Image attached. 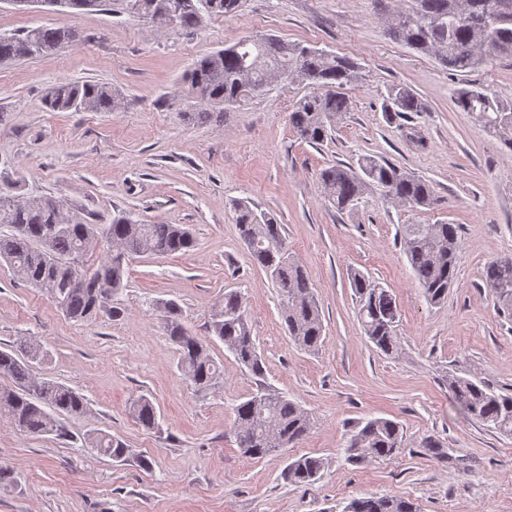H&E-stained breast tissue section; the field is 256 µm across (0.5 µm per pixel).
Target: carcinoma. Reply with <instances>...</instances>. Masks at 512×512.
<instances>
[{"mask_svg": "<svg viewBox=\"0 0 512 512\" xmlns=\"http://www.w3.org/2000/svg\"><path fill=\"white\" fill-rule=\"evenodd\" d=\"M76 16L97 9L106 0H30ZM126 9L150 20L158 12L174 14L176 28L191 31L206 14L234 15L242 0H123ZM390 36L411 48L433 54L441 65L462 72L491 65L502 54L512 55V0H413L396 12ZM76 41L71 26H40L23 33L0 34V62L46 55ZM297 80L313 92L300 99L288 121L300 139L318 144L329 135L337 117L349 111L344 88L362 79L354 60L275 37H247L197 59L189 70V90L201 108L182 113L183 119L220 125L224 109L236 102L239 81L251 78L259 85L274 77ZM457 107L469 112L512 152V101L489 96L477 86L464 87L455 97ZM49 112H111L119 106L112 89L91 83L62 81L45 95ZM422 100L410 88L388 89L385 114L421 112ZM320 181L336 210L343 211L371 187L413 209H431L437 202L433 186L390 163L363 156L357 166L336 164L320 172ZM15 180L8 190L0 187V263L45 292L68 319L86 322L104 308L112 317L124 311L108 307L112 296L126 287L128 263L135 256H172L191 251L196 241L181 224H144L118 213L109 224H84L68 215L50 197L19 194ZM241 239L254 263L269 275L283 304L282 317L289 336L306 351L321 346L324 326L312 284L288 249L282 225L275 216L245 199L231 201ZM100 246L90 244L94 236ZM401 243L409 265L432 303L448 294L455 273L459 247L458 227L446 222L403 225ZM100 253L98 262L90 261ZM485 283L497 299L499 310L512 318V258L493 261L484 273ZM357 314L363 330L385 355L398 350L399 311L392 293L364 274L350 273ZM163 327L175 346L178 365L196 392L216 387L222 371L209 344L183 323L179 304L166 300L159 305ZM210 339L218 340L257 381L256 390L234 407L235 430L243 454L260 459L280 448L299 444L313 426L311 415L286 396L265 386V366L251 336L241 295L230 290L209 321ZM47 352L37 344L21 342L19 350H0V418L29 435L64 437L59 417L87 411L84 396L53 380L31 373V363L41 362ZM453 401L471 418L501 434L512 435V395L495 392L475 377L448 375ZM133 416L145 430L158 427L153 403L139 398ZM91 447L115 462L129 458V448L106 432L89 434ZM403 448L399 423L370 418L360 423L345 448L352 465L391 458ZM324 468L320 457L301 455L286 467L283 477L291 484L310 485ZM342 512H416L414 503L399 496L362 495L350 499Z\"/></svg>", "mask_w": 512, "mask_h": 512, "instance_id": "carcinoma-1", "label": "carcinoma"}]
</instances>
